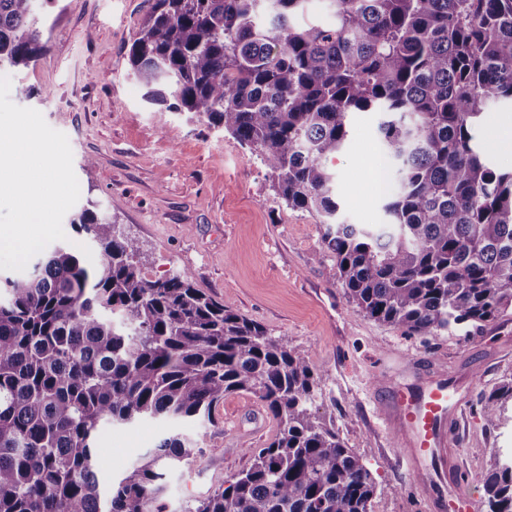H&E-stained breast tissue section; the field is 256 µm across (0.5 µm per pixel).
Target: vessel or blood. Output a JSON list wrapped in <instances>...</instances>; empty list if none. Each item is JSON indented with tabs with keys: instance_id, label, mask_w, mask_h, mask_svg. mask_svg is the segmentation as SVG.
I'll list each match as a JSON object with an SVG mask.
<instances>
[{
	"instance_id": "vessel-or-blood-1",
	"label": "vessel or blood",
	"mask_w": 512,
	"mask_h": 512,
	"mask_svg": "<svg viewBox=\"0 0 512 512\" xmlns=\"http://www.w3.org/2000/svg\"><path fill=\"white\" fill-rule=\"evenodd\" d=\"M463 398L461 386L446 374L434 375L419 387H397L379 417L403 438L400 461L411 479H424L435 495L432 512H475L473 501L463 494L469 481L466 471L447 476L442 460L452 435V423Z\"/></svg>"
}]
</instances>
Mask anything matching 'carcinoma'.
<instances>
[{"instance_id": "1", "label": "carcinoma", "mask_w": 512, "mask_h": 512, "mask_svg": "<svg viewBox=\"0 0 512 512\" xmlns=\"http://www.w3.org/2000/svg\"><path fill=\"white\" fill-rule=\"evenodd\" d=\"M0 0V71L46 48L35 2ZM153 0L129 50L151 103L223 127L267 167L286 205L325 224L348 302L433 336L512 310V172L488 167L471 130L489 96L512 100V0ZM382 112L402 174L389 223L336 221L327 160L348 114ZM81 240L0 279V512H165L163 464L200 457L169 435L100 491V431L146 418L213 422L224 396L259 400L277 423L249 468L183 512H371L377 483L311 407L305 354L195 287L150 278L138 240L84 207ZM98 251L88 266L81 244ZM488 512H512V460L488 448Z\"/></svg>"}]
</instances>
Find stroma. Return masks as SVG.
<instances>
[{
    "label": "stroma",
    "instance_id": "obj_1",
    "mask_svg": "<svg viewBox=\"0 0 512 512\" xmlns=\"http://www.w3.org/2000/svg\"><path fill=\"white\" fill-rule=\"evenodd\" d=\"M152 2L57 0L45 26V53L8 73L11 101L38 110L67 136L79 206L94 202L138 240L152 259L148 276L188 272L197 288L307 356L320 376L314 412L332 420L377 481L372 512H431L426 490L412 485L398 462L399 443L378 425L376 376L412 382V373L391 361L397 353L464 377L468 401L450 461L470 476L475 512H486L485 450L512 453V400L503 406L488 398L512 382V312L474 333L435 336H408L358 312L328 274L334 258L318 219L286 206L260 159L205 120L145 99L127 51ZM504 117H512V102L489 97L474 134L487 164L512 172V142L493 127ZM382 119L378 112L351 113V136L328 161L345 223L389 221L384 205L400 181L378 131ZM88 157L93 165H85ZM377 162L384 193L371 172ZM228 415L240 420L245 441L225 440ZM214 418L207 427L158 418L105 428L96 441L101 479L119 480L163 437L186 435L201 448V462L168 469L162 494L166 512H181L192 497L247 469L244 447H263L276 431L247 394L225 396Z\"/></svg>",
    "mask_w": 512,
    "mask_h": 512
}]
</instances>
